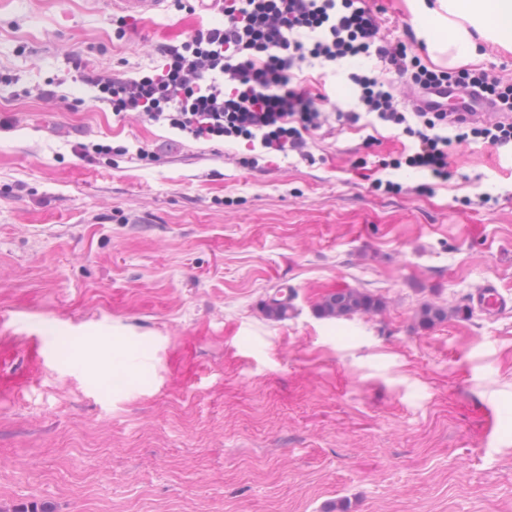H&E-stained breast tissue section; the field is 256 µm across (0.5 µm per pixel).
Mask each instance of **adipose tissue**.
<instances>
[{"label": "adipose tissue", "mask_w": 512, "mask_h": 512, "mask_svg": "<svg viewBox=\"0 0 512 512\" xmlns=\"http://www.w3.org/2000/svg\"><path fill=\"white\" fill-rule=\"evenodd\" d=\"M415 30L452 64H477L486 45L512 52V0H405Z\"/></svg>", "instance_id": "obj_1"}]
</instances>
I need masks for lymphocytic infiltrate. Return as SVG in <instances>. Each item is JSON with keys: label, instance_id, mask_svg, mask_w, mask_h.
I'll return each instance as SVG.
<instances>
[{"label": "lymphocytic infiltrate", "instance_id": "f902f5d3", "mask_svg": "<svg viewBox=\"0 0 512 512\" xmlns=\"http://www.w3.org/2000/svg\"><path fill=\"white\" fill-rule=\"evenodd\" d=\"M224 15L219 26L196 27L186 40L161 49L163 64L138 76L115 74L74 58L81 82L115 116H134L192 140L245 141L242 166L254 167L253 150L308 158L306 136L330 118L358 123L363 115L402 127L413 140L408 153L382 160L380 170L407 166L441 183L451 176L454 144L469 139L512 146V123L480 124L444 111L453 86L480 90L501 111L512 112V86L480 74L432 69L403 41L384 39L362 0H212ZM376 57L409 77L429 101L413 115L400 112L385 82L351 74L359 88L358 112H323L315 98L293 88L292 71L306 59L330 64L347 57Z\"/></svg>", "mask_w": 512, "mask_h": 512}]
</instances>
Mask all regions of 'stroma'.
I'll use <instances>...</instances> for the list:
<instances>
[{"mask_svg": "<svg viewBox=\"0 0 512 512\" xmlns=\"http://www.w3.org/2000/svg\"><path fill=\"white\" fill-rule=\"evenodd\" d=\"M222 20L0 0V512H512V310L468 306L489 281L512 297V149L457 144L448 183L405 167L389 193L364 175L410 138L332 123L313 161L250 169L243 144L115 117L68 63L146 70ZM353 71L293 83L357 112ZM347 288L382 310L320 317ZM425 303L452 314L420 326ZM74 149L81 154L83 157L100 159L105 156H112V153L116 152L120 155L130 154V148L127 146L113 147L111 145L94 144L80 142L74 146Z\"/></svg>", "mask_w": 512, "mask_h": 512, "instance_id": "35a3bbf8", "label": "stroma"}]
</instances>
